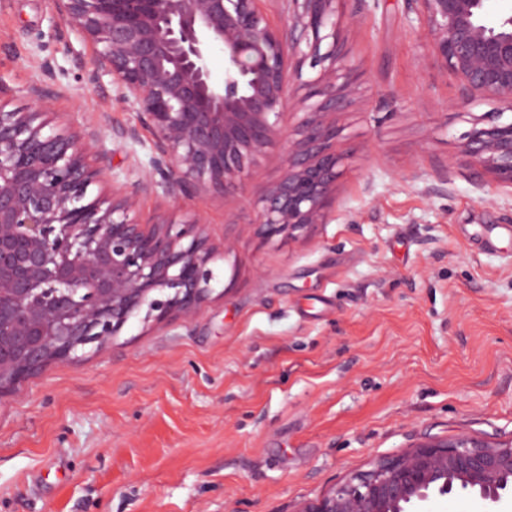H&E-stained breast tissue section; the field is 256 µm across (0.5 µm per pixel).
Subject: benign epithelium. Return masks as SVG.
Returning <instances> with one entry per match:
<instances>
[{"label":"benign epithelium","mask_w":512,"mask_h":512,"mask_svg":"<svg viewBox=\"0 0 512 512\" xmlns=\"http://www.w3.org/2000/svg\"><path fill=\"white\" fill-rule=\"evenodd\" d=\"M57 17L95 47L88 80L106 76L138 106L154 135L137 188L174 202L217 194L236 206L257 176L255 160L282 151L279 177L255 206L256 233L270 241L328 223L347 155L336 114L354 92L340 72L337 5L285 0L272 26L261 0H50ZM484 0H411L432 55L461 83L464 99L512 108V14L495 21ZM224 52V82L212 81L209 52ZM316 75L302 80L300 118L281 123L294 94L288 50ZM42 97L26 112L0 111V394L52 362L75 361L85 346L119 335L147 316L192 315L211 290L218 249L198 219L140 224L137 194L89 199L108 169L106 154L46 131ZM473 128L460 145L494 188H512V120ZM492 502L512 491V441L468 434L433 438L357 472L298 512H408L454 489Z\"/></svg>","instance_id":"benign-epithelium-1"}]
</instances>
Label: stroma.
Listing matches in <instances>:
<instances>
[{
  "mask_svg": "<svg viewBox=\"0 0 512 512\" xmlns=\"http://www.w3.org/2000/svg\"><path fill=\"white\" fill-rule=\"evenodd\" d=\"M338 10L358 85L336 117L348 159L331 223L254 235L277 152L235 209L139 193L140 221L198 214L233 248L193 316L138 313L0 395V512H298L427 437L512 441V191L485 193L459 149L505 105L463 100L408 0ZM92 58L50 0H0V109L50 92V128L109 155L113 182L91 188L107 197L148 168L153 135L110 79L89 84Z\"/></svg>",
  "mask_w": 512,
  "mask_h": 512,
  "instance_id": "stroma-1",
  "label": "stroma"
}]
</instances>
